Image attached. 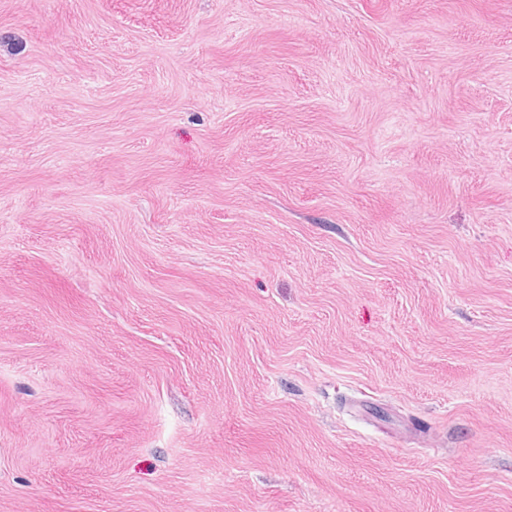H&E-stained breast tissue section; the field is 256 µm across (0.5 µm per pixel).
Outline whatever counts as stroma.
Masks as SVG:
<instances>
[{
    "mask_svg": "<svg viewBox=\"0 0 512 512\" xmlns=\"http://www.w3.org/2000/svg\"><path fill=\"white\" fill-rule=\"evenodd\" d=\"M0 512H512V0H0Z\"/></svg>",
    "mask_w": 512,
    "mask_h": 512,
    "instance_id": "35a3bbf8",
    "label": "stroma"
}]
</instances>
